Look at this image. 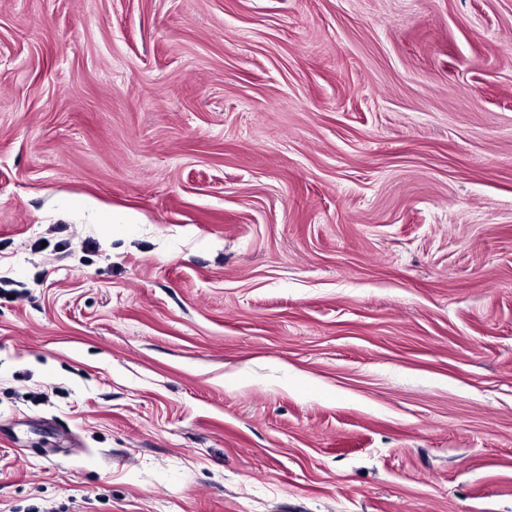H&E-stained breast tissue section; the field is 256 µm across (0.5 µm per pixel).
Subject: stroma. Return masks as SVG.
Segmentation results:
<instances>
[{
  "mask_svg": "<svg viewBox=\"0 0 512 512\" xmlns=\"http://www.w3.org/2000/svg\"><path fill=\"white\" fill-rule=\"evenodd\" d=\"M0 512H512V0H0Z\"/></svg>",
  "mask_w": 512,
  "mask_h": 512,
  "instance_id": "obj_1",
  "label": "stroma"
}]
</instances>
